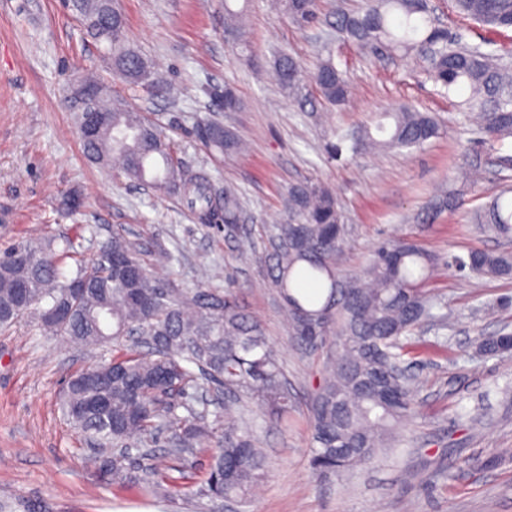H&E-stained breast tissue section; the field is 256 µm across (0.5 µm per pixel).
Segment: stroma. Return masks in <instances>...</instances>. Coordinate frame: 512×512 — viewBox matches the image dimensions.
Returning <instances> with one entry per match:
<instances>
[{
    "label": "stroma",
    "mask_w": 512,
    "mask_h": 512,
    "mask_svg": "<svg viewBox=\"0 0 512 512\" xmlns=\"http://www.w3.org/2000/svg\"><path fill=\"white\" fill-rule=\"evenodd\" d=\"M247 4L250 64L224 39V0H119L129 43L176 95L147 93L117 76L105 47L80 25L64 0H0V242L52 241L69 249L62 268L75 277L97 258L100 241L118 233L135 243L156 277L200 286V268L257 321L295 394L285 419L269 418L242 397L225 406L210 391L211 419L233 415L266 452L263 479L246 501L226 512H512V353L476 351L475 339L512 332V279L480 280L448 267L471 250L502 251L512 243L472 223L473 211L507 185L494 160L512 153L477 140L461 112V92L435 86L416 55L376 59L369 48L326 40L321 27L298 28L268 0ZM433 15L465 43L512 51V29H491L460 15L454 0H429ZM287 51L312 64L332 55L356 84V97L336 106L308 90L305 104L281 89L273 53ZM251 55V56H252ZM95 76L129 110L142 113L176 156L215 190L233 186L246 221L227 227L200 223L176 197L142 186L115 165L92 161L77 130L73 92ZM231 86L242 106L224 111L219 94ZM409 106L432 114L441 135L414 151L343 150L327 154L336 130H350L378 113ZM218 122L249 145L246 154L219 158L193 135ZM480 159L483 178L465 183L460 169ZM317 181L333 192L344 217L337 271L362 273L380 240L408 239L443 263L428 281L447 326L423 324L404 345L415 385V412L399 447L344 479H317L311 393L326 366V350L308 351L288 332L282 302L264 257L287 215L291 186ZM458 192L461 206L427 219L436 196ZM77 195L80 206L62 201ZM170 255L154 264L157 247ZM41 331L31 317L0 328V512H211L199 494L205 473L197 458L177 459L165 444L136 457L141 483L116 486L89 459L97 443L60 409L70 373L110 359Z\"/></svg>",
    "instance_id": "1"
}]
</instances>
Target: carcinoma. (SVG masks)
Returning <instances> with one entry per match:
<instances>
[{"mask_svg": "<svg viewBox=\"0 0 512 512\" xmlns=\"http://www.w3.org/2000/svg\"><path fill=\"white\" fill-rule=\"evenodd\" d=\"M278 9L297 24L326 25L363 47L381 46L388 54L426 56L432 81L462 88L467 112L479 131L504 146L512 139V64L495 50L469 46L454 32H444L430 15L426 0H370L350 13L321 17L318 0H276ZM460 12L494 28H512V0H456ZM78 14L112 22L91 31L110 43L113 70L129 82L153 87L146 62L130 49L120 12L108 13V0H72ZM247 4L233 8L224 0V36L243 54ZM281 87L299 100L311 86L338 106L352 94V81L332 56L311 68L282 53L275 60ZM98 109L111 120L84 142L98 163L116 160L124 174L144 186L177 197L202 224H239L244 213L234 188L218 193L202 175L176 161L170 145L137 112L104 97ZM441 134L435 118L406 106L381 113L374 126L338 130L332 152L344 147L418 150ZM195 136L210 152H241L239 136L222 125H198ZM475 223L502 238H512V196L502 191L474 216ZM342 215L336 199L321 183H300L288 191V218L270 242L272 282L288 313L289 334L299 346L336 348L312 399L315 475L341 477L373 463L400 440L413 406L410 376L401 337L428 320L434 296L421 283L435 271L438 257L407 241H382L372 249L362 276L340 279L336 258L343 245ZM67 251L31 244L0 249V326L14 324L15 311L34 313L43 330L89 346H112L108 361L75 373L68 381L62 408L82 431L112 444L94 463L116 484L133 481L130 438L157 443L165 439L177 458L206 454L207 478L200 495L215 502L244 499L263 477L265 456L249 432L236 422L209 421L198 408L201 382L255 400L281 420L293 397L277 355L258 324L220 291H188L174 281L154 277L125 237L102 242L95 265L104 275L73 295L59 281ZM448 264L482 278L512 276V252L472 250ZM478 349L491 355L512 351V335L482 336ZM184 401L185 417L174 414Z\"/></svg>", "mask_w": 512, "mask_h": 512, "instance_id": "obj_1", "label": "carcinoma"}]
</instances>
